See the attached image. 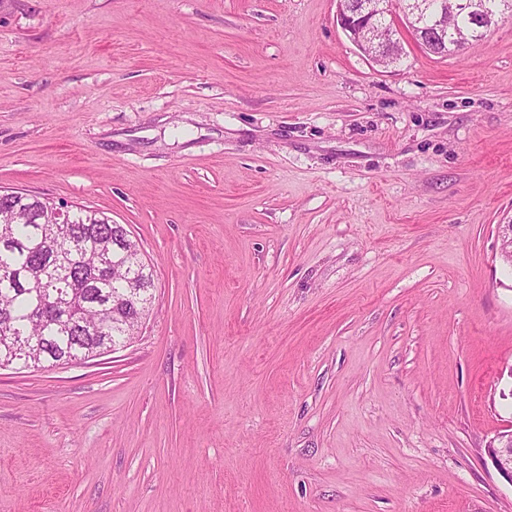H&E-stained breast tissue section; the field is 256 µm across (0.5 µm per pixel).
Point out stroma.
I'll list each match as a JSON object with an SVG mask.
<instances>
[{
  "label": "stroma",
  "instance_id": "35a3bbf8",
  "mask_svg": "<svg viewBox=\"0 0 512 512\" xmlns=\"http://www.w3.org/2000/svg\"><path fill=\"white\" fill-rule=\"evenodd\" d=\"M404 52L336 0H0V190L155 275L125 346L0 369V512H512V17ZM498 473L512 483V432L499 433L484 448Z\"/></svg>",
  "mask_w": 512,
  "mask_h": 512
}]
</instances>
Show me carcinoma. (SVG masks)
Here are the masks:
<instances>
[{
    "label": "carcinoma",
    "mask_w": 512,
    "mask_h": 512,
    "mask_svg": "<svg viewBox=\"0 0 512 512\" xmlns=\"http://www.w3.org/2000/svg\"><path fill=\"white\" fill-rule=\"evenodd\" d=\"M459 14L481 41L501 15L499 0ZM51 201L0 193V367L67 365L116 350L149 313L154 274L126 228L104 213L65 210L52 223ZM140 289L139 301L125 297Z\"/></svg>",
    "instance_id": "cac0c4a2"
}]
</instances>
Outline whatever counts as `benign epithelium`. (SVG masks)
<instances>
[{"label": "benign epithelium", "mask_w": 512, "mask_h": 512, "mask_svg": "<svg viewBox=\"0 0 512 512\" xmlns=\"http://www.w3.org/2000/svg\"><path fill=\"white\" fill-rule=\"evenodd\" d=\"M426 0H337L336 20L348 33L351 41L373 62L388 66L403 55L401 33L378 26L376 20L383 17H400L404 29L416 35L415 27L424 18ZM498 473L512 482V432L500 433L484 448Z\"/></svg>", "instance_id": "1"}]
</instances>
